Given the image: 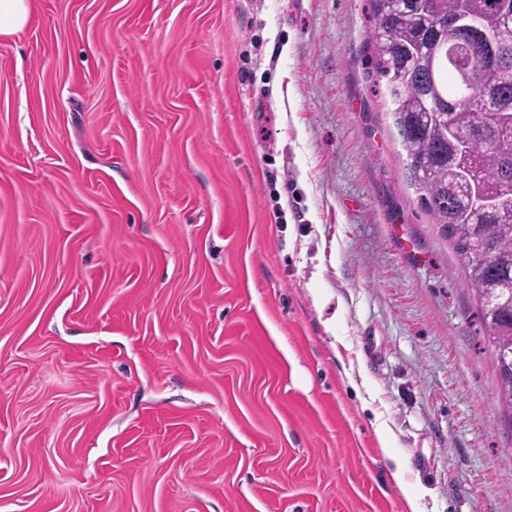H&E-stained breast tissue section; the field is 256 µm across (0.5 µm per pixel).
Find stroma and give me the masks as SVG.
<instances>
[{"label":"stroma","instance_id":"stroma-1","mask_svg":"<svg viewBox=\"0 0 512 512\" xmlns=\"http://www.w3.org/2000/svg\"><path fill=\"white\" fill-rule=\"evenodd\" d=\"M33 7L0 36V512H404L395 455L423 512H512L370 0Z\"/></svg>","mask_w":512,"mask_h":512}]
</instances>
